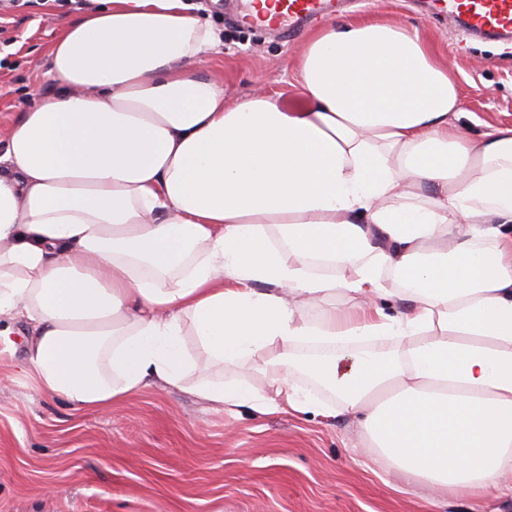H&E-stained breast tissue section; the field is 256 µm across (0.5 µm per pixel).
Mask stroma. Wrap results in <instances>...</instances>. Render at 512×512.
Wrapping results in <instances>:
<instances>
[{
    "instance_id": "1",
    "label": "stroma",
    "mask_w": 512,
    "mask_h": 512,
    "mask_svg": "<svg viewBox=\"0 0 512 512\" xmlns=\"http://www.w3.org/2000/svg\"><path fill=\"white\" fill-rule=\"evenodd\" d=\"M222 41L199 65L226 104L264 92L287 112L309 102L296 85L295 40L236 21L238 0H194ZM77 10L31 0L0 16V137L56 85L50 51ZM393 21L420 31L458 81L470 135L512 125V40L463 36L429 0H367L344 25ZM0 512H512V498H430L373 457L348 414L229 410L183 389L150 386L111 411L77 412L44 392L24 346L0 358Z\"/></svg>"
}]
</instances>
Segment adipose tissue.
<instances>
[{"mask_svg":"<svg viewBox=\"0 0 512 512\" xmlns=\"http://www.w3.org/2000/svg\"><path fill=\"white\" fill-rule=\"evenodd\" d=\"M217 41L188 0H111L53 45L57 94L0 142V319L29 324L27 366L80 410L160 384L341 411L435 494L512 496V126L460 130L415 28L313 35L302 112L225 104L197 69ZM199 355L270 394L185 384ZM223 379L230 381L233 379H245L253 388L261 394H265L268 390V380L265 375L256 367H226L224 368V375L218 380Z\"/></svg>","mask_w":512,"mask_h":512,"instance_id":"ef3b65f1","label":"adipose tissue"}]
</instances>
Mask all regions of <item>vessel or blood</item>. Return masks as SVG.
Here are the masks:
<instances>
[{"label": "vessel or blood", "instance_id": "1", "mask_svg": "<svg viewBox=\"0 0 512 512\" xmlns=\"http://www.w3.org/2000/svg\"><path fill=\"white\" fill-rule=\"evenodd\" d=\"M273 13L260 17L253 0H240L238 16L242 22L263 21L275 32L291 37L302 27L323 16L344 12L350 0H273ZM449 15L460 19L474 35L512 37V0H438Z\"/></svg>", "mask_w": 512, "mask_h": 512}]
</instances>
